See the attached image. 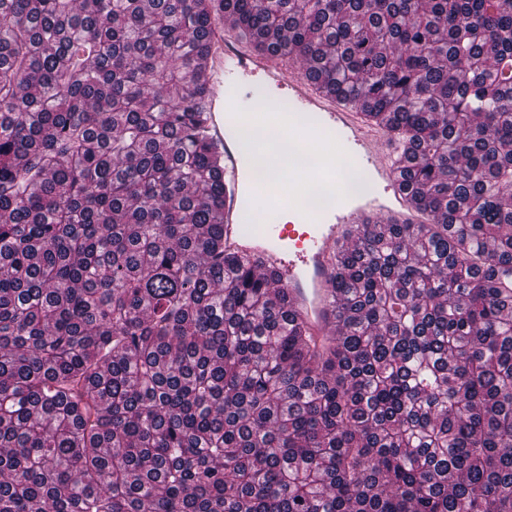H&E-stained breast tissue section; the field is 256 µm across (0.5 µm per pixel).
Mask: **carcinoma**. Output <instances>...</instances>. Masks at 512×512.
Listing matches in <instances>:
<instances>
[{
  "label": "carcinoma",
  "instance_id": "carcinoma-1",
  "mask_svg": "<svg viewBox=\"0 0 512 512\" xmlns=\"http://www.w3.org/2000/svg\"><path fill=\"white\" fill-rule=\"evenodd\" d=\"M229 13L385 125L317 341L224 251ZM0 512H512V0H0Z\"/></svg>",
  "mask_w": 512,
  "mask_h": 512
}]
</instances>
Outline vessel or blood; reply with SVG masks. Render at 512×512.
<instances>
[{"mask_svg":"<svg viewBox=\"0 0 512 512\" xmlns=\"http://www.w3.org/2000/svg\"><path fill=\"white\" fill-rule=\"evenodd\" d=\"M202 71L210 89L208 130L224 168V249L278 267L290 305L311 327L326 330L333 253L349 225L423 221L392 165L387 137L363 123L358 108L297 75L278 54L254 52L232 23H225L224 38L203 60ZM282 86L288 89L286 98L271 103L270 90ZM277 108L295 118L289 140L320 143L336 156L355 158L363 175L356 194L340 191L335 201H324V170L316 156L301 151L288 158L289 168L300 170L307 185L299 197L289 195L284 179L257 175L247 166L239 145L241 127ZM257 196L266 204L254 210L249 201ZM290 209L297 211V223L283 222V212Z\"/></svg>","mask_w":512,"mask_h":512,"instance_id":"vessel-or-blood-1","label":"vessel or blood"}]
</instances>
